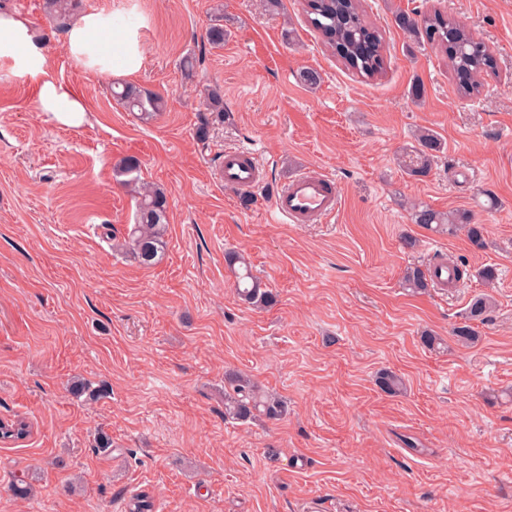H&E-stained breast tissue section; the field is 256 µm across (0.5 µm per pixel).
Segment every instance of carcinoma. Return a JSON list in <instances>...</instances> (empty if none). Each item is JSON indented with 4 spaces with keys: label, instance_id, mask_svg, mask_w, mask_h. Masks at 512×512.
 <instances>
[{
    "label": "carcinoma",
    "instance_id": "obj_1",
    "mask_svg": "<svg viewBox=\"0 0 512 512\" xmlns=\"http://www.w3.org/2000/svg\"><path fill=\"white\" fill-rule=\"evenodd\" d=\"M75 0H49L52 20L60 26L66 25V19ZM303 11L310 26L318 31L325 43L333 50L347 69L363 77L373 78L384 71V45L381 33L369 25L362 13L358 0H304ZM398 27L414 34H423L436 43L448 58L456 75L460 76L459 92L471 96L479 92L481 73L492 65V56L487 46L477 40L466 28L435 11L420 18L405 14L395 17ZM112 96L140 119L149 120L164 110V100L149 91L135 86L124 85L112 88ZM206 112L196 128V136L204 141L208 138L210 118L224 120V90L218 83L205 88ZM418 147L415 160L408 166L413 176H425L429 173L436 153L440 152L441 142L430 129L423 128L417 135ZM116 176L124 177L122 184L138 185L140 182V162L134 157L121 161ZM137 214L128 234V246L135 257L144 264L152 263L159 252L164 250L165 229L167 224L168 197L156 187H143L136 191ZM413 223L428 229L446 231L453 234L465 231L471 245L476 249L486 247L484 226L473 222L472 216L461 210L440 213L426 206L414 207ZM228 266L235 274V286L239 298L253 306H262L271 301V296L261 280L252 273L246 259L235 252L226 254ZM405 286L415 292H424L430 287L429 274L420 268L407 273ZM492 300L487 296L472 299L468 320L483 321L492 311ZM232 391L224 394V415L235 420H247L255 413H263L269 418L281 415L282 410L271 403L251 382L240 375L229 376ZM380 388L390 394H396L403 388L400 377L385 372L379 378ZM6 426L16 430L5 442L19 443L28 438L31 425L25 418L16 416L4 420Z\"/></svg>",
    "mask_w": 512,
    "mask_h": 512
}]
</instances>
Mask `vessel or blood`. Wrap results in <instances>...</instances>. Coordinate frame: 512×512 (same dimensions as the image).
Wrapping results in <instances>:
<instances>
[{
    "label": "vessel or blood",
    "mask_w": 512,
    "mask_h": 512,
    "mask_svg": "<svg viewBox=\"0 0 512 512\" xmlns=\"http://www.w3.org/2000/svg\"><path fill=\"white\" fill-rule=\"evenodd\" d=\"M261 177L262 167L254 153L243 149L225 151L222 178L226 184L246 191ZM338 205L334 179L309 167L289 177L275 195L272 210L289 224H315L333 216Z\"/></svg>",
    "instance_id": "obj_1"
}]
</instances>
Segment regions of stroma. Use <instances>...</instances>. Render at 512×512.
Segmentation results:
<instances>
[{
    "label": "stroma",
    "mask_w": 512,
    "mask_h": 512,
    "mask_svg": "<svg viewBox=\"0 0 512 512\" xmlns=\"http://www.w3.org/2000/svg\"><path fill=\"white\" fill-rule=\"evenodd\" d=\"M362 5L385 39V70L369 80L308 28L300 0L275 15L263 0H81L138 27L145 61L129 82L166 101L145 123L113 98L117 77L69 57L45 0H0L89 107L80 127L58 125L37 111L35 84L0 66V418L33 425L0 444V512H127L142 493L156 512H512V0ZM433 10L490 46L478 94L461 96L445 54L394 21ZM215 24L220 48L206 41ZM198 55L185 79L181 59ZM307 68L317 87L300 82ZM211 83L225 118L202 142ZM423 127L443 149L417 177L398 160ZM239 146L263 167L248 204L217 172ZM128 156L168 196L151 265L122 246L135 200L113 168ZM308 166L335 179L339 208L285 223L273 195ZM415 203L471 211L485 249L413 224ZM230 250L272 304L239 299ZM437 256L465 263L463 285L404 288L407 268ZM481 294L493 310L461 345L453 330ZM386 371L403 393L379 388ZM231 372L281 416L225 418ZM17 477L29 498L13 495Z\"/></svg>",
    "instance_id": "1"
}]
</instances>
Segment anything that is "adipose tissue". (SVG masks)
Returning a JSON list of instances; mask_svg holds the SVG:
<instances>
[{
	"mask_svg": "<svg viewBox=\"0 0 512 512\" xmlns=\"http://www.w3.org/2000/svg\"><path fill=\"white\" fill-rule=\"evenodd\" d=\"M68 55L100 75L130 77L140 71L144 51L137 27L117 23L104 12H88L66 32ZM0 60L13 76L35 82L36 109L68 127L83 124L84 101L50 72L49 56L28 20L18 13H0Z\"/></svg>",
	"mask_w": 512,
	"mask_h": 512,
	"instance_id": "1",
	"label": "adipose tissue"
}]
</instances>
